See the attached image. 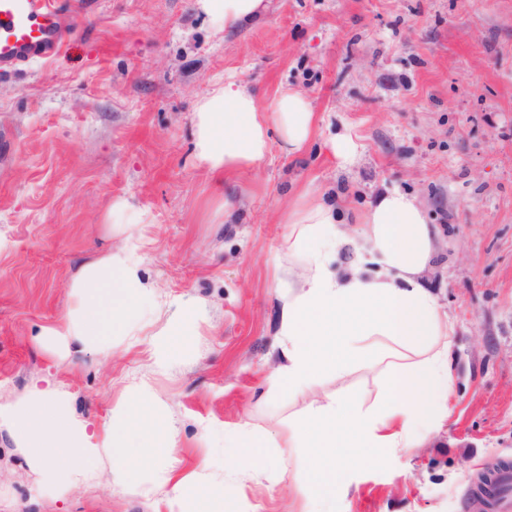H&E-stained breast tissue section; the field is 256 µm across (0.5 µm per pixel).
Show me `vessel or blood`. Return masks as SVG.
<instances>
[{"instance_id":"1","label":"vessel or blood","mask_w":512,"mask_h":512,"mask_svg":"<svg viewBox=\"0 0 512 512\" xmlns=\"http://www.w3.org/2000/svg\"><path fill=\"white\" fill-rule=\"evenodd\" d=\"M64 36L65 17L52 0H0V74L51 57ZM494 485L497 512H512V467L503 468Z\"/></svg>"}]
</instances>
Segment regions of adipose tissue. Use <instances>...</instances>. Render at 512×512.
<instances>
[{
	"instance_id": "ef3b65f1",
	"label": "adipose tissue",
	"mask_w": 512,
	"mask_h": 512,
	"mask_svg": "<svg viewBox=\"0 0 512 512\" xmlns=\"http://www.w3.org/2000/svg\"><path fill=\"white\" fill-rule=\"evenodd\" d=\"M195 5L218 31L255 20L266 9L265 0H195ZM194 125L196 156L220 177L263 159L276 136L288 151L304 150L315 114L296 88H280L264 107L250 89L228 81L198 101ZM112 217L125 234L122 244L80 269L69 286L73 307L45 331L106 357L114 337L129 335L145 311L162 309L154 284L142 274L139 215L117 201ZM287 222L288 265L279 285L288 291L282 310L288 342L268 384L307 405L289 424L280 449L258 454L248 448L243 458L249 462L261 455L263 470L271 473L286 449H303L306 479L317 500L327 502L348 494L349 465H372L392 449L417 447L447 422L453 383L448 316L424 285L436 235L415 196L396 188L381 193L352 231L344 204L303 196L289 206ZM199 319L192 305L167 316L150 349L157 369L184 352V339L194 334ZM374 335L409 352L388 364L383 395L367 407L341 395L318 396V380L348 375L366 358L365 337ZM1 425L41 486L59 497L96 479L106 459L115 462L108 481L133 486L142 464L166 469L177 446L168 409L145 380L118 400L97 444L67 398L49 385H32L23 398L0 404ZM172 491L175 512H217L224 504L223 484L198 486L193 473L180 476Z\"/></svg>"
}]
</instances>
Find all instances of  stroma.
Instances as JSON below:
<instances>
[{
  "instance_id": "stroma-1",
  "label": "stroma",
  "mask_w": 512,
  "mask_h": 512,
  "mask_svg": "<svg viewBox=\"0 0 512 512\" xmlns=\"http://www.w3.org/2000/svg\"><path fill=\"white\" fill-rule=\"evenodd\" d=\"M228 77L263 105L298 89L317 129L303 151L274 141L219 185L195 157L193 112ZM344 130L357 146L348 167L327 146ZM391 186L439 231L427 284L452 322V413L419 447L352 466L336 512H467L478 474L512 463V0H268L225 32L194 0H93L58 53L0 75V399L49 379L98 435L148 380L176 422L180 469L206 462L226 512H313L300 450L275 481L224 442L244 423L283 438L305 406L268 397L290 204L309 193L361 208ZM118 198L143 216V272L164 313L196 304L203 316L163 371L149 353L155 317L108 358L42 337L73 306L82 265L121 243ZM365 344L372 364L322 377L317 393L382 394L393 344ZM110 468L57 498L1 430L0 512H169L153 472L126 488Z\"/></svg>"
}]
</instances>
